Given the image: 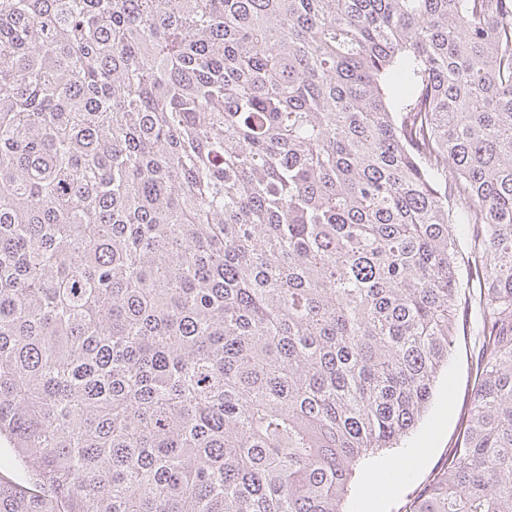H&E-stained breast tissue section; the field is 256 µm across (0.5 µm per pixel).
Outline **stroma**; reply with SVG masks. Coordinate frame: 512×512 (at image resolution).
<instances>
[{"label":"stroma","mask_w":512,"mask_h":512,"mask_svg":"<svg viewBox=\"0 0 512 512\" xmlns=\"http://www.w3.org/2000/svg\"><path fill=\"white\" fill-rule=\"evenodd\" d=\"M478 338L474 330L456 336L448 354V369L435 384L428 411L398 451L403 474L398 485L383 498L368 490L373 470L361 466L345 508L347 512H406L434 472L447 461L457 445L460 427L476 388Z\"/></svg>","instance_id":"35a3bbf8"}]
</instances>
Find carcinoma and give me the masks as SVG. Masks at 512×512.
Here are the masks:
<instances>
[{"instance_id": "cac0c4a2", "label": "carcinoma", "mask_w": 512, "mask_h": 512, "mask_svg": "<svg viewBox=\"0 0 512 512\" xmlns=\"http://www.w3.org/2000/svg\"><path fill=\"white\" fill-rule=\"evenodd\" d=\"M512 512V0H0V512ZM469 326L460 332L448 354V371L440 374L428 411L399 448H386L356 472L354 490L345 503L350 512H406L434 472L448 460L457 445L460 427L476 388L478 336L474 327V306L469 309ZM469 327V329H468ZM449 390V392H448ZM421 448V449H415ZM393 454L403 456V474L398 485L383 498L368 492L372 464ZM30 488L28 476L24 470L14 463L13 452L7 442L0 443V479Z\"/></svg>"}]
</instances>
